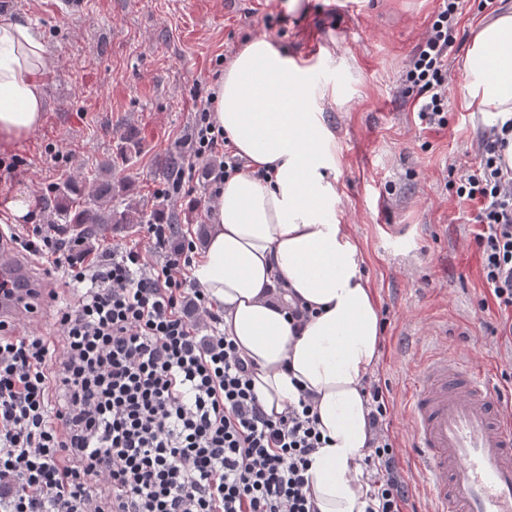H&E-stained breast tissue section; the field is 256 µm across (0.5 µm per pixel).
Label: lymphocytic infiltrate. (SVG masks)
Masks as SVG:
<instances>
[{
    "instance_id": "obj_1",
    "label": "lymphocytic infiltrate",
    "mask_w": 512,
    "mask_h": 512,
    "mask_svg": "<svg viewBox=\"0 0 512 512\" xmlns=\"http://www.w3.org/2000/svg\"><path fill=\"white\" fill-rule=\"evenodd\" d=\"M464 8V0H443L405 71L402 95L431 127L448 123V57ZM212 105L196 103L193 153L162 194H185L196 165L211 158L221 164L210 195L242 170ZM511 132L484 129L478 165L455 183L458 198L477 205L481 276L505 337H512V168L503 151ZM144 233L159 261L127 247L93 267L41 226L11 233L80 295L58 311L62 344L0 323V512H316L306 473L326 440L308 394L268 416L249 364L218 330L203 290L186 289L193 242L171 251L167 225H145ZM190 304L215 323L213 334L196 336ZM364 393L367 512H405L411 493L389 432L393 406L381 380L366 379Z\"/></svg>"
}]
</instances>
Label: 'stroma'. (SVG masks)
<instances>
[{"label":"stroma","mask_w":512,"mask_h":512,"mask_svg":"<svg viewBox=\"0 0 512 512\" xmlns=\"http://www.w3.org/2000/svg\"><path fill=\"white\" fill-rule=\"evenodd\" d=\"M55 0H8L0 22L33 25L48 47L46 121L26 140L0 150V163L21 158L0 175V196L27 185L38 206L33 223L63 238L54 222L52 190L84 182L111 164L113 183L131 200L191 213L184 225L211 224L204 173L193 192L159 198L168 156L188 158L195 104L206 98L224 59L247 39L266 36L310 65L314 89L335 87V100H317L335 135L337 218L364 255L363 270L384 320L375 368L394 403L390 432L402 447L399 468L418 512H428L424 477L412 469L407 414L411 372L431 353L445 352L488 368L491 386L512 359V343L490 335L494 310L480 273L474 207L449 189L450 173L475 165L480 123L465 105L463 64L474 31L490 12L466 9L449 56L448 125L421 124L400 95L405 70L441 0H87L83 14L56 13ZM140 151L118 158L127 135ZM148 248L140 225L102 226L91 256Z\"/></svg>","instance_id":"35a3bbf8"}]
</instances>
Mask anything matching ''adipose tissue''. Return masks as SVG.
Wrapping results in <instances>:
<instances>
[{"label": "adipose tissue", "instance_id": "obj_1", "mask_svg": "<svg viewBox=\"0 0 512 512\" xmlns=\"http://www.w3.org/2000/svg\"><path fill=\"white\" fill-rule=\"evenodd\" d=\"M47 54L31 26L0 22V147L43 125ZM464 69L465 103L482 125L512 120V14L477 27ZM214 92L213 119L245 168L210 202L213 224L192 275L223 312L268 415L313 393L328 439L308 470L317 512H365L363 388L379 362L381 325L363 253L337 219L335 137L311 110L306 68L271 38L243 42ZM292 302L309 310L297 331Z\"/></svg>", "mask_w": 512, "mask_h": 512}]
</instances>
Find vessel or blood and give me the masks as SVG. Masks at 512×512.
Wrapping results in <instances>:
<instances>
[{"label":"vessel or blood","instance_id":"1","mask_svg":"<svg viewBox=\"0 0 512 512\" xmlns=\"http://www.w3.org/2000/svg\"><path fill=\"white\" fill-rule=\"evenodd\" d=\"M0 322L29 319L52 302L31 262L0 242ZM411 462L426 479L432 512H512V409L493 397L486 376L459 358L431 355L416 368L408 396Z\"/></svg>","mask_w":512,"mask_h":512}]
</instances>
